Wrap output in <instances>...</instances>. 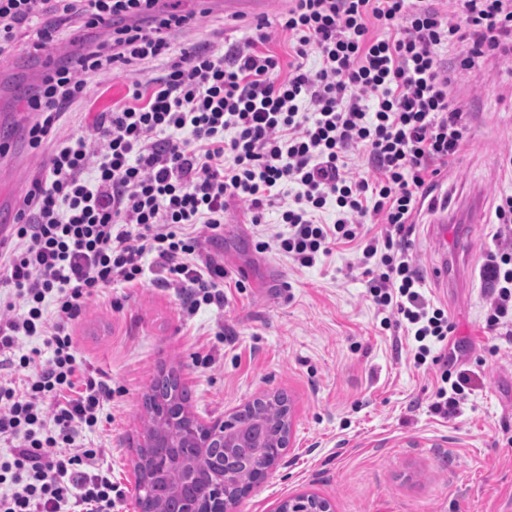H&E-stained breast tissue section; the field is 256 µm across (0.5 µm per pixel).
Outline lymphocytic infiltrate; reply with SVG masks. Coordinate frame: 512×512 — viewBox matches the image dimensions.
Returning <instances> with one entry per match:
<instances>
[{
	"label": "lymphocytic infiltrate",
	"instance_id": "1",
	"mask_svg": "<svg viewBox=\"0 0 512 512\" xmlns=\"http://www.w3.org/2000/svg\"><path fill=\"white\" fill-rule=\"evenodd\" d=\"M158 0H0V55L24 38L33 53L74 29L71 52L42 73L27 99L41 147L87 77L167 58L159 76L129 79L122 102L84 132L56 142L33 178L17 224L0 235V512H112L103 449L79 448L112 397L73 345L91 299L145 280L178 289L187 313L223 307L224 269L206 252L228 201L254 224L294 188L261 242L312 266L338 244L357 243V267L384 326L415 342L414 362L441 365L434 413L454 416L477 374L444 347L453 331L422 291L410 238L423 197L466 143L468 114L451 95L476 59H512V0H288L278 31L268 20L228 53L205 45L171 57L188 16L158 14ZM104 38L85 47L81 32ZM465 49L454 68L441 53ZM316 67H308L309 57ZM362 149L372 174L354 175ZM336 208L334 223L320 218ZM381 226L368 235L366 222ZM494 248L480 271L486 326L512 335V195L497 198ZM31 349H24V341ZM50 357H43V350ZM22 370V385L13 372Z\"/></svg>",
	"mask_w": 512,
	"mask_h": 512
}]
</instances>
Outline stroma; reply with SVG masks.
<instances>
[{"label":"stroma","mask_w":512,"mask_h":512,"mask_svg":"<svg viewBox=\"0 0 512 512\" xmlns=\"http://www.w3.org/2000/svg\"><path fill=\"white\" fill-rule=\"evenodd\" d=\"M175 50L209 42L231 47L253 33L248 19L193 12ZM89 96L72 107L58 134L79 133L126 92L122 77L88 79ZM469 114L467 142L448 167L456 194L479 190L482 212L512 194V62L483 61L453 87ZM20 142L16 160H0V182L26 194L52 151ZM448 243L416 224L412 240L424 293L448 313L451 335L479 375L456 416L431 409L439 366H415L413 340L384 328L341 244L310 267H297L258 244L280 231L279 211L249 221L232 201L224 232L209 244L224 267V306L192 316L174 290L151 283L117 285L94 297L77 322V355L95 377L112 382V399L91 447L104 449L118 491L112 512H139L133 465L144 396L159 368L176 370L192 393L195 416H223L254 398L282 391L294 407L293 437L280 466L237 507L276 512L308 492L332 512H512V342L486 326L480 269L494 245V225L474 224L463 208L448 213ZM447 269L448 279H432Z\"/></svg>","instance_id":"obj_1"}]
</instances>
